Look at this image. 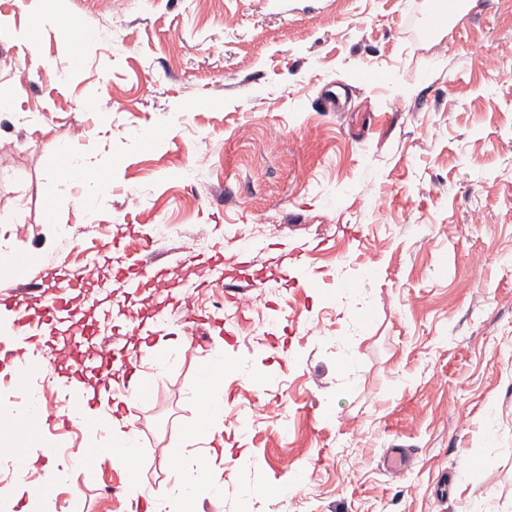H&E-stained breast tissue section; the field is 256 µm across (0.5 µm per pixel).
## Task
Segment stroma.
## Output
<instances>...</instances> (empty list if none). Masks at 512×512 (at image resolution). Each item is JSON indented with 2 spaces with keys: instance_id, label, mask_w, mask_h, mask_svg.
<instances>
[{
  "instance_id": "stroma-1",
  "label": "stroma",
  "mask_w": 512,
  "mask_h": 512,
  "mask_svg": "<svg viewBox=\"0 0 512 512\" xmlns=\"http://www.w3.org/2000/svg\"><path fill=\"white\" fill-rule=\"evenodd\" d=\"M0 0V262L28 256L0 292L52 285L60 261L96 264L69 291L84 319L110 301L112 238L125 262L238 258L251 211L258 271L237 321L146 329L134 360L153 382L117 412L138 424L144 493L165 498L196 420L198 374L223 356L222 485L196 512H512V0H468L432 33L428 0H65L78 45L47 0ZM60 69L42 77L46 65ZM348 92L322 111L327 89ZM110 174L109 191L58 177L61 151ZM483 224L469 226L473 208ZM274 320L254 341L248 326ZM0 368V424L31 382L56 380L43 338ZM168 356L158 367L160 356ZM352 358L341 372L343 358ZM17 473L0 440V512H125L121 466L82 467L87 432L56 388ZM364 434L353 446L350 426ZM410 449L391 476L387 454ZM489 459L478 484L466 463ZM51 483L49 497L36 487ZM291 485V502L270 489Z\"/></svg>"
}]
</instances>
